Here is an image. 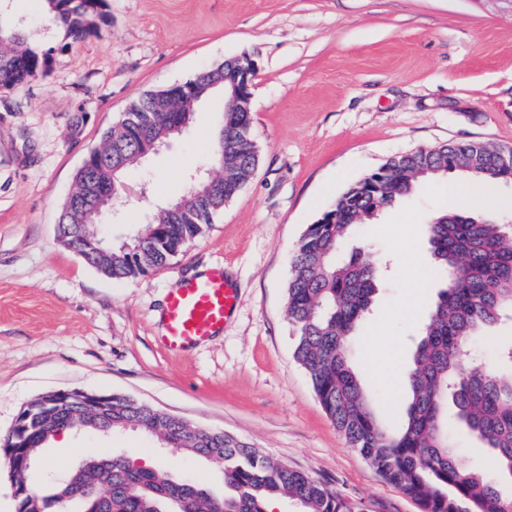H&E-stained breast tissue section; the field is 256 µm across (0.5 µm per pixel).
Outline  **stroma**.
<instances>
[{
	"label": "stroma",
	"instance_id": "35a3bbf8",
	"mask_svg": "<svg viewBox=\"0 0 512 512\" xmlns=\"http://www.w3.org/2000/svg\"><path fill=\"white\" fill-rule=\"evenodd\" d=\"M107 23L56 50L49 73L0 87V435L39 395L79 388L132 396L192 425L234 435L303 471L361 512H420L350 447L293 359L284 292L309 224L391 157L453 142L512 145V0H106ZM251 56L250 135L258 169L202 236L168 263L116 282L61 244L55 224L85 155L143 93ZM224 98L123 179L100 232L120 247L160 204L184 194L221 125ZM512 212V183L423 182L352 244L385 267L350 353L370 348L373 407L397 428L408 405L416 331L436 298L413 287L426 221L448 189ZM223 265L238 302L223 331L173 355L156 341L170 290ZM123 453L215 492L221 466L128 429L52 440L42 469Z\"/></svg>",
	"mask_w": 512,
	"mask_h": 512
}]
</instances>
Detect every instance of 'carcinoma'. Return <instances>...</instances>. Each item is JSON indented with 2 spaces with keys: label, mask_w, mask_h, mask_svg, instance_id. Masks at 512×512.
Segmentation results:
<instances>
[{
  "label": "carcinoma",
  "mask_w": 512,
  "mask_h": 512,
  "mask_svg": "<svg viewBox=\"0 0 512 512\" xmlns=\"http://www.w3.org/2000/svg\"><path fill=\"white\" fill-rule=\"evenodd\" d=\"M51 17L60 48L82 39L103 16L105 0H38ZM55 47L33 39L16 20L0 19V85L26 84L46 75ZM148 91L102 136L94 151L109 158L111 146L129 145L126 164L111 175L95 165L91 176L103 185L121 181L139 167L131 141L149 129L164 140L178 137L172 117L189 123L196 103L175 100L169 109ZM245 112L225 116L224 132H216L208 160L224 182V194L211 196L200 186L188 187L177 199L191 220H179L170 206L160 205L142 225L144 238L112 249V279L128 281L160 267L223 210L251 180L259 151L248 138ZM450 173L467 176L475 185L512 181V166L499 147L452 143L418 149L387 160L352 183L307 226L289 258L285 287L288 320L296 332L293 358L309 377L314 394L337 430L384 478L413 498L421 512H512V492L487 481L465 464L448 439L445 411L453 403L456 416L483 447L496 469L512 479V342L491 340L497 364L469 367L468 345L486 327L512 316V225L495 222L467 205L437 212L427 222L431 265L426 274L439 285L437 301L424 320L408 372L410 401L400 426H385L369 401L362 375L353 367L349 342L361 326L378 292L380 266L371 252L340 253L355 226L378 218L427 179ZM337 215L339 224L323 220ZM136 429L180 453L222 465L224 493L175 478L169 471L133 465L113 454L89 457L58 476L37 494L46 502L75 485L112 486L99 504L76 501L74 512H158L179 506L183 512H267L268 501L287 497L301 512H359L333 490L262 453L248 442L218 435L167 414L135 398L112 397V431ZM55 436V426L37 432L30 452L41 454ZM452 488L453 494L444 492Z\"/></svg>",
  "instance_id": "cac0c4a2"
}]
</instances>
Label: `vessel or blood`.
Instances as JSON below:
<instances>
[{"instance_id": "1", "label": "vessel or blood", "mask_w": 512, "mask_h": 512, "mask_svg": "<svg viewBox=\"0 0 512 512\" xmlns=\"http://www.w3.org/2000/svg\"><path fill=\"white\" fill-rule=\"evenodd\" d=\"M237 300L238 290L226 280L223 266H213L204 278L185 281L167 295L160 344L181 352L209 341L223 328Z\"/></svg>"}]
</instances>
